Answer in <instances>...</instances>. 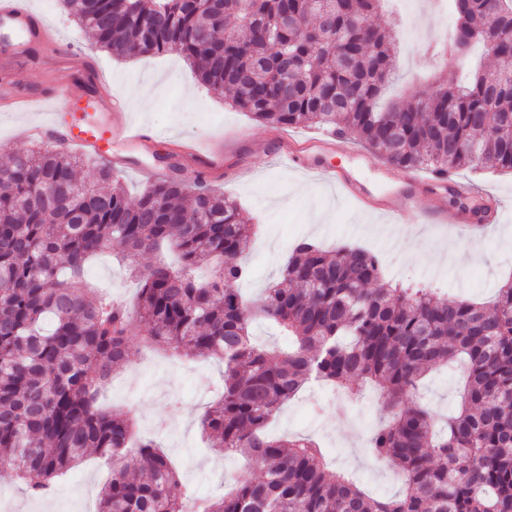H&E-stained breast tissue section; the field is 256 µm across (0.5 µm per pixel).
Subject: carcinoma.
<instances>
[{
	"label": "carcinoma",
	"mask_w": 512,
	"mask_h": 512,
	"mask_svg": "<svg viewBox=\"0 0 512 512\" xmlns=\"http://www.w3.org/2000/svg\"><path fill=\"white\" fill-rule=\"evenodd\" d=\"M117 56L178 53L211 92L279 127L349 136L390 165L512 173V82L490 90L479 72L459 85L382 107L394 74L389 33L371 23L382 0H62ZM452 56L481 44L512 55V0H449ZM291 59L268 55L270 28ZM343 52L347 64L337 61ZM495 111H485L489 98ZM166 174L139 195L107 166L80 179V159L52 149L0 166V465L33 497L94 454L109 477L97 512H512V280L488 304L437 288L383 282L378 257L301 239L280 281L256 304L239 285L253 224L205 181L164 157ZM117 241L140 288L135 311L86 279ZM167 245L178 266L140 267ZM263 317L288 341L277 359L253 341ZM147 344L177 358L218 359L224 391L201 416L230 455L263 465L220 496L196 497L152 439L132 444L134 419L101 408L100 389L129 363L134 319ZM465 361L458 410L441 420L420 402L431 372ZM380 392L388 420L369 451L394 462L401 490L380 497L336 470L310 436L275 437L268 423L310 383Z\"/></svg>",
	"instance_id": "obj_1"
}]
</instances>
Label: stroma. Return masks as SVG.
Returning <instances> with one entry per match:
<instances>
[{
  "label": "stroma",
  "mask_w": 512,
  "mask_h": 512,
  "mask_svg": "<svg viewBox=\"0 0 512 512\" xmlns=\"http://www.w3.org/2000/svg\"><path fill=\"white\" fill-rule=\"evenodd\" d=\"M66 43L80 45L86 58L113 91L132 98L150 96L147 108H130L134 122L157 129L160 137L150 151L132 157L133 165L121 170L129 200L153 180L157 153L180 152L182 162L194 166L196 153L221 151L222 166L213 171L211 188L235 200L249 223L259 225L243 259L251 270L241 283L242 293L258 300L263 288L279 278L294 241L306 237L327 247L349 242L392 262L385 279L406 285H430L478 301L490 300L500 284L512 278V175L474 176L466 170L455 173L459 182L476 181L485 194L498 198L500 219L480 236H472L464 224H420L415 212L402 221L403 243H396L393 225L384 218L357 208L349 198L324 181L279 165L274 127L259 123L234 110L228 98L208 94L192 65L168 54L119 58L100 48L64 11L60 0H31ZM389 30L397 54L396 81L389 93L401 100L433 90L443 76L465 78L452 58L432 60L427 41L443 36L456 25L450 8L435 0H385L374 17ZM57 62L45 45L35 46L16 62L0 55V103L22 95L50 92ZM43 112H0V164L10 154L33 146L25 131L43 120ZM327 162L347 170L378 197H396L414 191L421 208L444 207L446 193L430 187L408 188L402 169L382 159L365 163L347 153L342 142H333ZM119 245H111L89 271L99 287L135 304L138 286L127 279L115 260ZM130 343L136 352L132 367L116 373L104 391L105 409L131 414L140 436L156 439L178 471L182 481L202 495L222 493L239 475L257 477L261 467L228 455L217 454L204 437L199 418L222 389V364L214 359H175L144 346L142 326L134 324ZM321 411L312 407L313 392L304 389L287 402L270 424L272 434L311 435L327 449L337 469L353 472L373 493L391 496L401 480L390 466L375 461L367 451L373 430L382 423L381 396L371 388L338 411L325 386ZM106 468L93 456L60 480L58 491L66 493L72 512H96L98 491ZM0 512H54L48 498L25 493L10 468L0 466Z\"/></svg>",
  "instance_id": "stroma-1"
}]
</instances>
